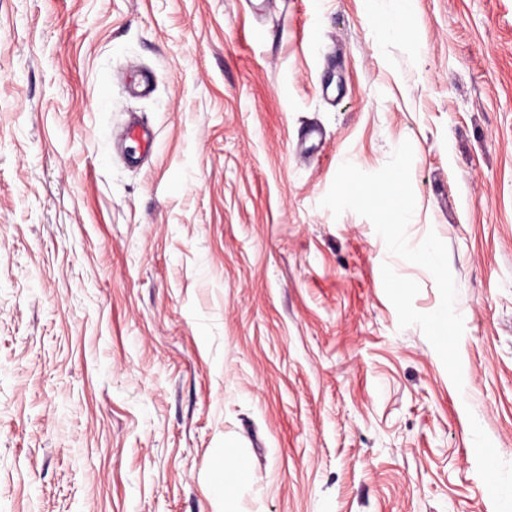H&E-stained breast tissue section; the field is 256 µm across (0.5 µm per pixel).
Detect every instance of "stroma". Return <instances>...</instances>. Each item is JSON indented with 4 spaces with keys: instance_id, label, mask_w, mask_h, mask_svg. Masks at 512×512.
Segmentation results:
<instances>
[{
    "instance_id": "1",
    "label": "stroma",
    "mask_w": 512,
    "mask_h": 512,
    "mask_svg": "<svg viewBox=\"0 0 512 512\" xmlns=\"http://www.w3.org/2000/svg\"><path fill=\"white\" fill-rule=\"evenodd\" d=\"M406 140L460 390L319 206ZM228 449L235 512H512V0H0V512H221ZM370 7L378 14V26L382 35H395L405 33L408 27L406 24L401 23V18L408 15L409 0H395V10L391 13L381 12L379 9L378 0H369ZM125 135L139 145L144 155L151 154L155 142V133L147 124L142 121H132L127 124ZM211 468L217 495L224 498V512H235L231 509L233 488L249 482L251 475L247 461L239 454L225 450L224 457L213 461Z\"/></svg>"
}]
</instances>
